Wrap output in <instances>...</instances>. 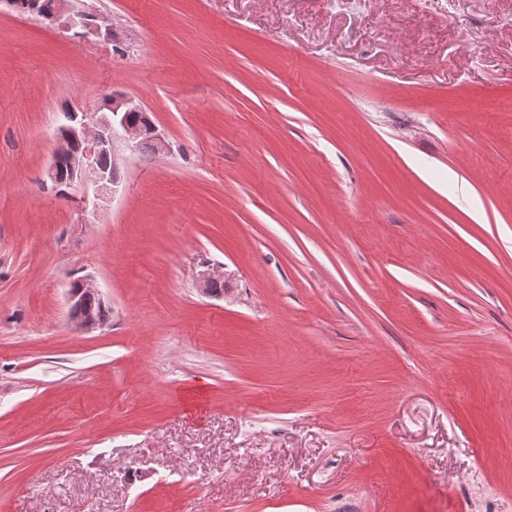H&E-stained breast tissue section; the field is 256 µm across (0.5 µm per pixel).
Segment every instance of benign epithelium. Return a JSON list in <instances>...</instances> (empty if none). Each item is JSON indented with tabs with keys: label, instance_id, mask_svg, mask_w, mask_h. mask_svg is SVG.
<instances>
[{
	"label": "benign epithelium",
	"instance_id": "benign-epithelium-1",
	"mask_svg": "<svg viewBox=\"0 0 512 512\" xmlns=\"http://www.w3.org/2000/svg\"><path fill=\"white\" fill-rule=\"evenodd\" d=\"M44 18L62 27L76 30L83 38L107 39L111 29L99 23V17L88 0H57L55 9ZM143 107L133 99L112 94L103 99L95 112L89 114L74 107L68 109L65 134L58 137V146L47 169V177L56 182L58 157H69V178L63 183L66 189L91 181L102 189L118 184L115 172L125 161L126 152L134 153L142 136L139 126L128 120L131 112H141ZM103 155L112 157V168L100 165ZM88 293H98L89 281L81 288L69 289L71 311L77 312Z\"/></svg>",
	"mask_w": 512,
	"mask_h": 512
}]
</instances>
